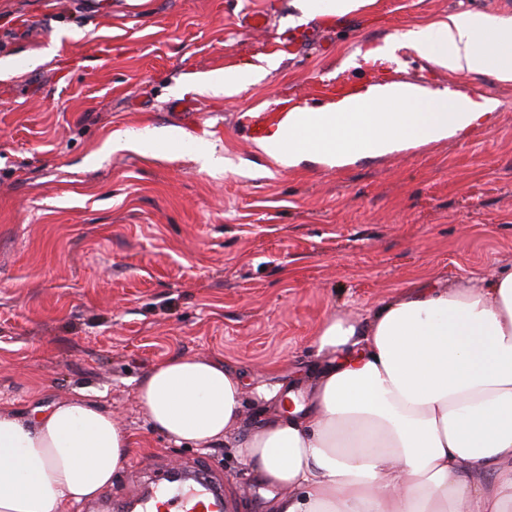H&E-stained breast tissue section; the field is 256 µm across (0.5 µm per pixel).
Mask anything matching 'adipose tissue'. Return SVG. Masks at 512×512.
Masks as SVG:
<instances>
[{
  "label": "adipose tissue",
  "instance_id": "obj_1",
  "mask_svg": "<svg viewBox=\"0 0 512 512\" xmlns=\"http://www.w3.org/2000/svg\"><path fill=\"white\" fill-rule=\"evenodd\" d=\"M454 72L512 80V19L460 12L409 31ZM466 93L390 112H331L289 158L322 143L344 163L428 144L487 121ZM306 406L239 433L243 382L209 358L153 365L137 387L150 425L177 444L233 439L280 494L271 512H512V265L440 288L415 284L363 323L332 317ZM138 442L79 395L36 420L0 408V512H70L110 485Z\"/></svg>",
  "mask_w": 512,
  "mask_h": 512
}]
</instances>
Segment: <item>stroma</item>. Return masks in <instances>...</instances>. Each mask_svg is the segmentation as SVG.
Wrapping results in <instances>:
<instances>
[{
	"instance_id": "obj_1",
	"label": "stroma",
	"mask_w": 512,
	"mask_h": 512,
	"mask_svg": "<svg viewBox=\"0 0 512 512\" xmlns=\"http://www.w3.org/2000/svg\"><path fill=\"white\" fill-rule=\"evenodd\" d=\"M512 0H366L301 18L294 0H0V58L64 38L47 63L0 80V406L89 395L134 433L132 466H204L230 512H269L274 488L233 441L177 445L153 430L136 386L156 363L200 356L244 381L243 430L274 414L259 388L310 397L321 324L365 320L417 279L448 284L512 263V81L409 57L400 72L494 100L489 124L342 167L286 166L240 135L239 113L301 98L371 38ZM249 12L265 29L243 27ZM86 29L80 39L72 29ZM278 68L231 96L212 73ZM195 98L184 121L172 101ZM178 129L153 156L100 154L115 132Z\"/></svg>"
}]
</instances>
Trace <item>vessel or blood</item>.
<instances>
[{
  "instance_id": "vessel-or-blood-1",
  "label": "vessel or blood",
  "mask_w": 512,
  "mask_h": 512,
  "mask_svg": "<svg viewBox=\"0 0 512 512\" xmlns=\"http://www.w3.org/2000/svg\"><path fill=\"white\" fill-rule=\"evenodd\" d=\"M364 50L366 56L360 59L359 65L367 74L366 81L352 82L345 71L333 78L319 76L308 87L305 111H293L284 102L276 109L244 116L243 133L251 145L268 152L277 150L311 128L318 112L325 109L352 112L368 102L379 107L393 106L424 95L427 89L424 81L401 82L386 76L403 58L402 43L387 47L370 40ZM129 508L131 512H224L225 504L220 487L204 473L191 484L154 485L144 496L131 502Z\"/></svg>"
}]
</instances>
